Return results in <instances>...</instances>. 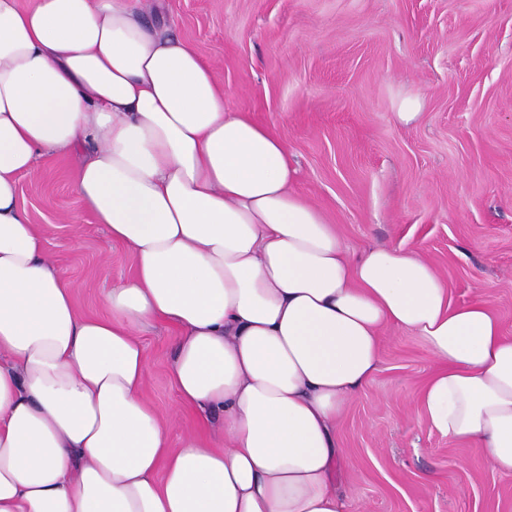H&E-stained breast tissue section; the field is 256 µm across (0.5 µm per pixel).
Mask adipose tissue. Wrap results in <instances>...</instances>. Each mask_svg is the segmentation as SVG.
<instances>
[{"label":"adipose tissue","mask_w":512,"mask_h":512,"mask_svg":"<svg viewBox=\"0 0 512 512\" xmlns=\"http://www.w3.org/2000/svg\"><path fill=\"white\" fill-rule=\"evenodd\" d=\"M50 151L80 154L81 201L135 256L109 317L78 313L18 203ZM294 174L141 0H0V512H347L336 426L389 325L438 365L427 425L512 473L498 317L419 254H353ZM159 321L182 401L224 414L174 450L143 396Z\"/></svg>","instance_id":"ef3b65f1"}]
</instances>
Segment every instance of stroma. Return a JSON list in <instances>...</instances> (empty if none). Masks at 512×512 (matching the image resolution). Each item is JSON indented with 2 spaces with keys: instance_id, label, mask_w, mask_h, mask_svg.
<instances>
[{
  "instance_id": "35a3bbf8",
  "label": "stroma",
  "mask_w": 512,
  "mask_h": 512,
  "mask_svg": "<svg viewBox=\"0 0 512 512\" xmlns=\"http://www.w3.org/2000/svg\"><path fill=\"white\" fill-rule=\"evenodd\" d=\"M224 90L228 110L269 126L295 187L356 252L416 251L452 302L483 301L512 336V0H156ZM423 98L402 124L399 100ZM80 158L41 156L19 203L78 312L105 318L106 288L135 259L76 191ZM144 396L170 444L205 432L172 378L176 331L140 336ZM436 363L422 340L385 328L381 363L336 431L348 512H512V474L431 430L421 391Z\"/></svg>"
}]
</instances>
